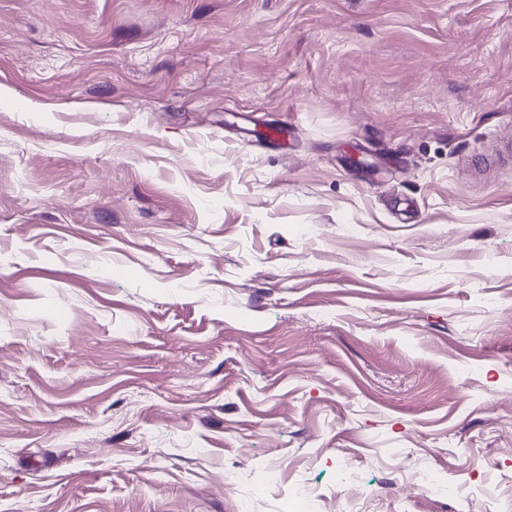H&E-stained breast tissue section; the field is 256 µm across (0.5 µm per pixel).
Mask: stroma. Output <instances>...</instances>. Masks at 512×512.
Masks as SVG:
<instances>
[{
	"mask_svg": "<svg viewBox=\"0 0 512 512\" xmlns=\"http://www.w3.org/2000/svg\"><path fill=\"white\" fill-rule=\"evenodd\" d=\"M508 134L512 0H0V512H498Z\"/></svg>",
	"mask_w": 512,
	"mask_h": 512,
	"instance_id": "1",
	"label": "stroma"
}]
</instances>
